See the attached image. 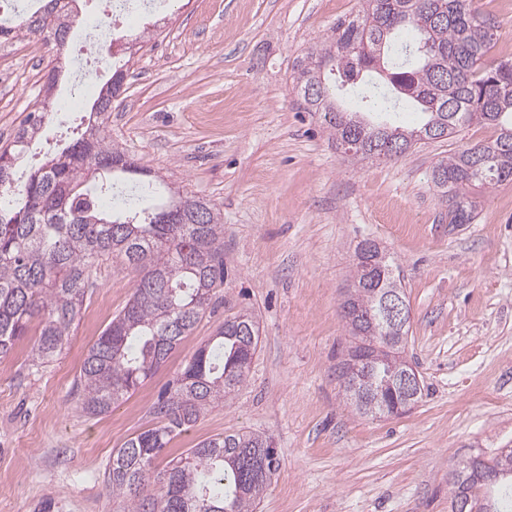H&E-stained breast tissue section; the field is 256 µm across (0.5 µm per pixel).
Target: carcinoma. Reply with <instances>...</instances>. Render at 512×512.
<instances>
[{
	"instance_id": "1",
	"label": "carcinoma",
	"mask_w": 512,
	"mask_h": 512,
	"mask_svg": "<svg viewBox=\"0 0 512 512\" xmlns=\"http://www.w3.org/2000/svg\"><path fill=\"white\" fill-rule=\"evenodd\" d=\"M41 6L7 21L0 39L50 33L63 46L72 19L68 0ZM494 29L474 0H362L361 9L336 23L331 37L298 61L294 90L307 110L323 115L336 144L351 142V157L393 158L437 133L471 124L491 126L492 139L434 163L430 179L448 208V223L477 217L475 190L512 183V61L491 57ZM130 60L109 63L110 79L94 100L87 126L23 183L15 164L40 144L44 114L55 100L57 73L46 95L0 148V356L36 328L29 358L53 360L71 336L94 270L119 260L141 272L134 292L89 347L79 375L82 411L96 417L151 377L205 315L224 286V224L210 202L150 178V170L112 144L107 132L112 100L119 96ZM422 115L417 125L398 113ZM142 187L139 206L116 210L100 203L105 192ZM357 244L353 287L344 304L361 311L345 319L358 343L338 365V378L358 413L384 416L405 400L398 374L408 361L369 351L378 336L407 341L409 329L385 322L381 298L404 294L384 252L372 275ZM249 313L224 318L216 336L199 348L152 404L159 426L138 433L113 451L106 470L112 497L123 512H254L280 459L270 438L254 432L208 438L165 469L156 462L172 438L224 401L247 378L258 347ZM471 458L455 469L453 497L471 499L477 512L512 508V475L492 485ZM162 493H152L153 483Z\"/></svg>"
}]
</instances>
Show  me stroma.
<instances>
[{
  "instance_id": "1",
  "label": "stroma",
  "mask_w": 512,
  "mask_h": 512,
  "mask_svg": "<svg viewBox=\"0 0 512 512\" xmlns=\"http://www.w3.org/2000/svg\"><path fill=\"white\" fill-rule=\"evenodd\" d=\"M512 60V0H476ZM358 0H169L133 22L108 132L154 176L224 215L229 276L155 374L98 417L79 406L89 346L138 274L101 268L68 343L33 366L23 341L0 357V512H120L105 481L114 449L154 428L158 392L225 316L252 313L260 339L246 382L176 435L177 457L218 434L270 437L280 458L257 512H448V472L512 444V184L480 194L471 224H450L434 163L489 139L457 128L396 160L341 155L293 89V66ZM158 33H141L148 23ZM44 96L0 73V144ZM370 238L397 267L411 311L404 354L424 385L399 417L356 413L336 378L352 338L341 317L354 249Z\"/></svg>"
}]
</instances>
